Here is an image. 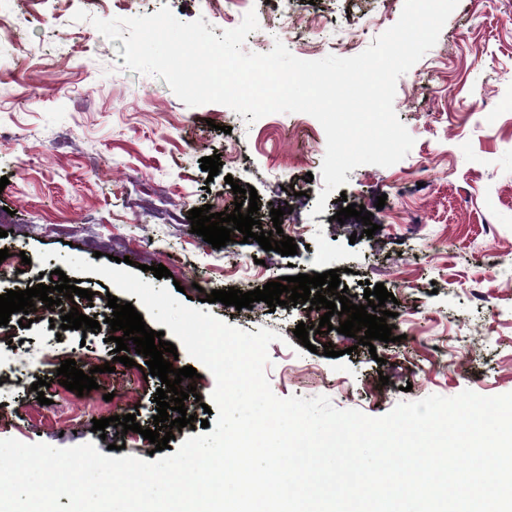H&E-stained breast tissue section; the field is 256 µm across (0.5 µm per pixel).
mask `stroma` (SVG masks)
<instances>
[{
	"mask_svg": "<svg viewBox=\"0 0 512 512\" xmlns=\"http://www.w3.org/2000/svg\"><path fill=\"white\" fill-rule=\"evenodd\" d=\"M404 0H249L258 28L244 52L267 53L282 42L297 58L350 57L394 25ZM169 7L179 20L203 19L224 30L222 0H0L10 30L0 37V208L12 210L0 250V295L40 284L61 257H129L147 265L154 287L180 282L179 300L199 290L251 291L282 276L339 270L354 304L364 283L384 284L394 298L396 342L356 345L338 332L295 337L298 324L318 325L304 305L269 309L265 302L236 309L201 303L202 311L242 330L278 333L268 354L273 393L328 396L335 408L378 417L398 404L464 390L482 396L512 393V0H459L436 45L396 84L394 109L414 137L398 163L362 165L348 172L341 191L313 208L323 188L326 152L322 125L306 113H273L254 122L220 104L185 105L164 79L124 66L121 40H108L92 18L151 15ZM89 18L74 21L77 10ZM234 153L216 176L201 158ZM428 177L417 184L413 172ZM253 186L257 218L271 231L272 207L292 209L305 229L291 257L265 251L240 232L216 249L192 234L188 213L233 207V185ZM386 195L383 208L377 196ZM373 212L378 230L334 219L342 203ZM49 252L40 263L39 252ZM26 254L30 265H21ZM171 275L155 279L151 268ZM64 309L100 321L95 333L55 331L42 321L19 325L11 315L10 341L0 361L16 385L0 395V439L68 448L95 443L100 452L123 446L150 460L139 433L106 427L105 394L120 396L125 413L152 427L159 377L116 364L97 374V389L77 395L56 377L63 360L77 368L112 360L115 342L102 310L87 299L63 300ZM331 342L334 356L317 353ZM388 384H381V376ZM50 386L31 389L38 378Z\"/></svg>",
	"mask_w": 512,
	"mask_h": 512,
	"instance_id": "stroma-1",
	"label": "stroma"
}]
</instances>
